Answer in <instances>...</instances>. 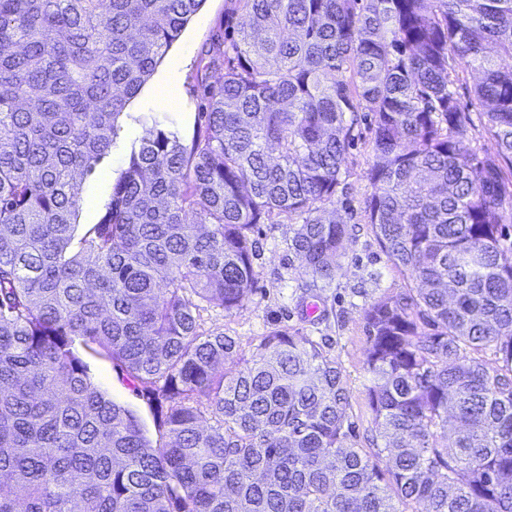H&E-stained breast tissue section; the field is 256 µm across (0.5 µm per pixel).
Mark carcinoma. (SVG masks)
<instances>
[{"label":"carcinoma","instance_id":"1","mask_svg":"<svg viewBox=\"0 0 512 512\" xmlns=\"http://www.w3.org/2000/svg\"><path fill=\"white\" fill-rule=\"evenodd\" d=\"M202 2L0 0V512H512V0H228L204 127L155 118L78 229L79 179ZM362 112L368 223L413 282L364 309L368 450L320 343L197 322L250 300L249 232L279 217L335 281L346 225L321 212ZM477 77L478 74L474 71H459V81L456 82V90L460 105L471 111L469 115L475 128L472 132L475 139L474 142L477 141V144L484 145L485 148H491V143L489 142L482 126L484 118L479 114V112H477L480 108L478 107L477 109L472 105L474 104L472 90ZM79 353L89 364L92 381L104 391L109 398L133 410L140 418L147 436L156 440L154 412L133 386L113 367L111 361L102 357L87 355L80 347Z\"/></svg>","mask_w":512,"mask_h":512}]
</instances>
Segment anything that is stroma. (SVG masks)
Wrapping results in <instances>:
<instances>
[{
  "label": "stroma",
  "instance_id": "obj_1",
  "mask_svg": "<svg viewBox=\"0 0 512 512\" xmlns=\"http://www.w3.org/2000/svg\"><path fill=\"white\" fill-rule=\"evenodd\" d=\"M227 0H205L181 36L170 48L150 81L130 100L119 119L120 135L111 153L93 174L81 181L80 225L97 223L111 194L112 183L124 168L128 153L143 135L150 116L173 122L185 138H192L203 121L207 107L204 84H217L220 74L208 69L205 50L212 36L224 27ZM174 83L178 104L161 103L159 90ZM355 140L347 151L345 188L336 204L327 206L325 218L346 223V237L339 257L341 271L327 287L314 286L302 274L299 263L288 250V220L256 225L250 234L256 246L253 266L254 292L247 305L228 313L220 302L203 304L199 311L203 330L224 332L249 341L275 329L310 336L335 356L349 391L348 416L352 428L347 445L363 448L373 429V415L366 388L369 374L365 359L367 340L363 311L372 301L400 292L407 277L396 269L380 248L367 222L365 201L371 187L365 172L372 161L370 132L365 124L354 130ZM316 315H308L310 305ZM93 382L109 398L133 410L148 437H155L154 412L133 386L102 357H88Z\"/></svg>",
  "mask_w": 512,
  "mask_h": 512
}]
</instances>
